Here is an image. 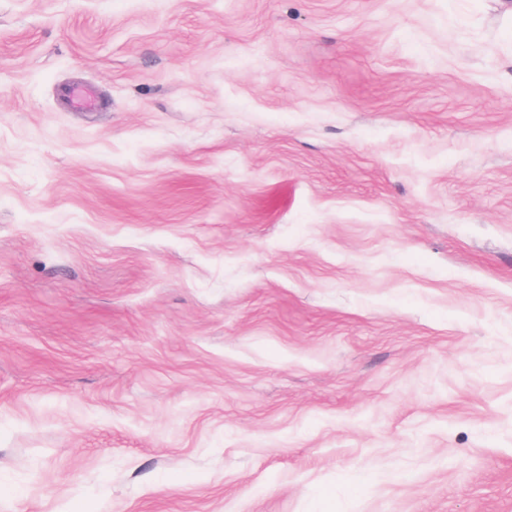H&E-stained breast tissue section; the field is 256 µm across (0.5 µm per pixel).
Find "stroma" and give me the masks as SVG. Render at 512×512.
<instances>
[{
	"label": "stroma",
	"instance_id": "obj_1",
	"mask_svg": "<svg viewBox=\"0 0 512 512\" xmlns=\"http://www.w3.org/2000/svg\"><path fill=\"white\" fill-rule=\"evenodd\" d=\"M0 512H512V0H0Z\"/></svg>",
	"mask_w": 512,
	"mask_h": 512
}]
</instances>
